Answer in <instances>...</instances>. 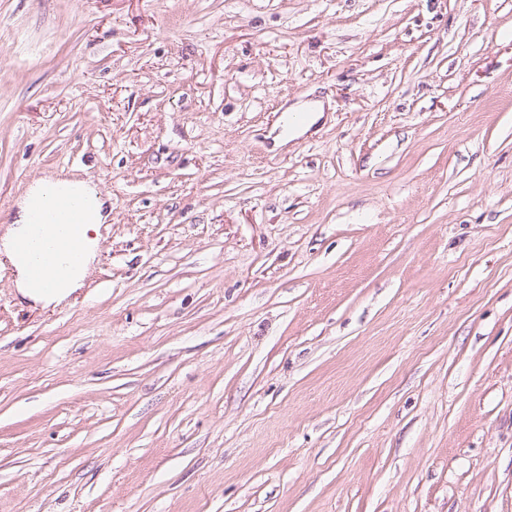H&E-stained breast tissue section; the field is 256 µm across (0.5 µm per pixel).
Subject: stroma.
<instances>
[{
  "mask_svg": "<svg viewBox=\"0 0 512 512\" xmlns=\"http://www.w3.org/2000/svg\"><path fill=\"white\" fill-rule=\"evenodd\" d=\"M60 172L0 512H512V0H0V229ZM46 188H54L88 199L90 208L87 223L82 224L86 217L85 201L63 197L53 190L41 192ZM108 217L102 192L90 181L76 176L51 175L32 183L26 197L19 203L17 218L0 236V264H8L14 271V285L21 298L46 309L62 303L83 288L89 269L97 257L99 227L105 224ZM74 224H78L75 232L82 244V256L81 245L70 233V228ZM49 225L57 229L56 235L51 238L45 237L42 233V229ZM27 233L28 236L18 245L17 256L27 265L31 286L36 290H46L50 287L49 281L43 276V268L47 264H60L61 271H64L68 265L76 264L81 256L79 263L66 276L58 278L55 286L49 291H32L29 288L28 269L17 260V244ZM92 233L96 235L93 236Z\"/></svg>",
  "mask_w": 512,
  "mask_h": 512,
  "instance_id": "1",
  "label": "stroma"
}]
</instances>
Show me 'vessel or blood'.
<instances>
[{"mask_svg": "<svg viewBox=\"0 0 512 512\" xmlns=\"http://www.w3.org/2000/svg\"><path fill=\"white\" fill-rule=\"evenodd\" d=\"M86 207L85 201L61 196L53 190L31 197L29 233L19 243L17 256L29 269L32 288H49L50 283L43 275L47 264L65 267L79 261L81 246L70 229L83 222Z\"/></svg>", "mask_w": 512, "mask_h": 512, "instance_id": "b4317fda", "label": "vessel or blood"}]
</instances>
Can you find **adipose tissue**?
<instances>
[{
	"label": "adipose tissue",
	"mask_w": 512,
	"mask_h": 512,
	"mask_svg": "<svg viewBox=\"0 0 512 512\" xmlns=\"http://www.w3.org/2000/svg\"><path fill=\"white\" fill-rule=\"evenodd\" d=\"M47 188L79 195L90 202L87 222L77 225L75 228L82 244V256L79 263L66 276L57 279L51 290L41 293L34 292L29 287L27 267L16 257L17 244L28 233L29 208L27 202H20L16 219L9 224L6 232L0 235V259L12 268L15 274L14 285L19 295L45 309L62 303L83 288L89 269L97 257L99 245L97 232L100 225L108 219L105 212V199L100 189L90 181L76 176L51 175L32 183L27 193L32 196Z\"/></svg>",
	"instance_id": "ef3b65f1"
}]
</instances>
